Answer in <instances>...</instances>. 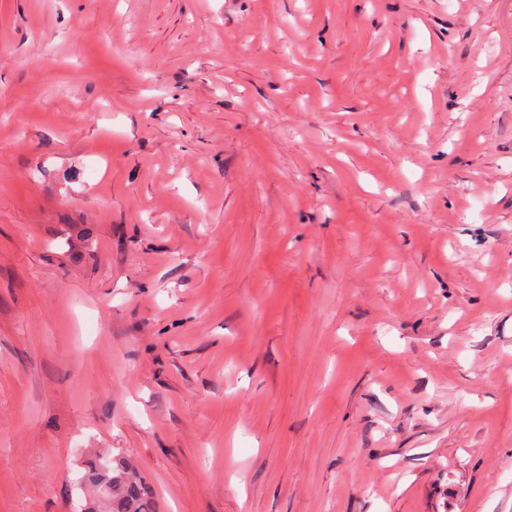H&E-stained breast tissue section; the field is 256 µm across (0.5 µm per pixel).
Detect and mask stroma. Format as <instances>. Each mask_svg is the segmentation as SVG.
<instances>
[{
	"label": "stroma",
	"instance_id": "stroma-1",
	"mask_svg": "<svg viewBox=\"0 0 512 512\" xmlns=\"http://www.w3.org/2000/svg\"><path fill=\"white\" fill-rule=\"evenodd\" d=\"M512 512V0H0V512ZM86 480L96 490L105 487V499H98L100 506L87 504L88 512H157L152 492L125 461L112 460V467L92 463Z\"/></svg>",
	"mask_w": 512,
	"mask_h": 512
}]
</instances>
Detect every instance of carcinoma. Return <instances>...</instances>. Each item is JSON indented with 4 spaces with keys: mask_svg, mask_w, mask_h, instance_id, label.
<instances>
[{
    "mask_svg": "<svg viewBox=\"0 0 512 512\" xmlns=\"http://www.w3.org/2000/svg\"><path fill=\"white\" fill-rule=\"evenodd\" d=\"M86 480L95 489H105V499L88 504V512H157L154 497L135 469L125 461L112 466L90 465Z\"/></svg>",
    "mask_w": 512,
    "mask_h": 512,
    "instance_id": "1",
    "label": "carcinoma"
}]
</instances>
